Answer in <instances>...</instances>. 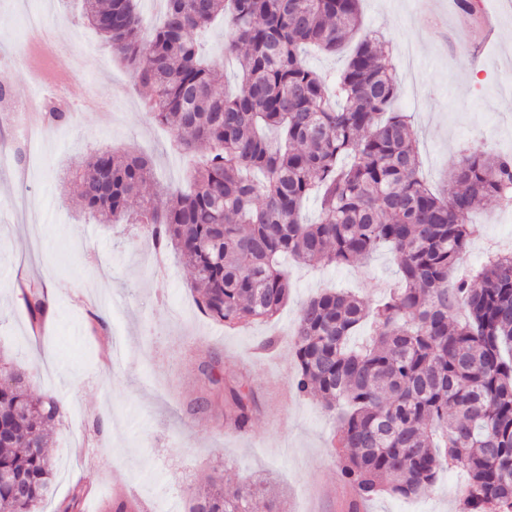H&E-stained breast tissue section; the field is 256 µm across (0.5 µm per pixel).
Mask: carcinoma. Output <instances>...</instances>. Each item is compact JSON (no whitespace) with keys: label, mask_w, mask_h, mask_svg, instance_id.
Listing matches in <instances>:
<instances>
[{"label":"carcinoma","mask_w":512,"mask_h":512,"mask_svg":"<svg viewBox=\"0 0 512 512\" xmlns=\"http://www.w3.org/2000/svg\"><path fill=\"white\" fill-rule=\"evenodd\" d=\"M361 0H166L142 45L138 0H84V15L148 89L144 108L193 153V188L159 209L140 195L147 159L100 151L74 171L87 208L110 223L146 225L194 272L198 309L236 328L275 318L288 301L282 260L361 267L388 248L401 273L375 306L326 289L301 308L293 336L296 395L338 410L339 476L364 500L420 497L450 467L466 481L458 512H512V251L491 253L476 275L448 283L480 227L482 201L512 203V155L473 150L454 169L451 196L421 178L416 139L391 111L398 91L389 53L361 31ZM224 17L226 50L241 80L201 56L198 33ZM356 40L335 77L311 69L310 46L337 53ZM319 220L302 221L309 198ZM33 322L49 310L29 287ZM246 427L252 392L224 385L216 355L200 366ZM57 397L29 399L19 380L0 388V512H36L52 477L49 428ZM261 483L215 477L188 512H258Z\"/></svg>","instance_id":"carcinoma-1"}]
</instances>
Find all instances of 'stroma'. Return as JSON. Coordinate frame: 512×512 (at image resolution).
<instances>
[{"label": "stroma", "instance_id": "obj_1", "mask_svg": "<svg viewBox=\"0 0 512 512\" xmlns=\"http://www.w3.org/2000/svg\"><path fill=\"white\" fill-rule=\"evenodd\" d=\"M496 8L495 39L485 26L448 8V0H362L364 27L389 50L399 84L396 111L415 133L423 178L450 194L463 151L512 153V0ZM41 14L63 45L49 65L0 71L12 95L67 79L68 124L46 131L25 165L12 158L21 140L0 125V362L23 374L33 397L52 392L62 406L49 448L53 477L38 512L67 504L74 487L80 512H110L125 488L135 512L186 505L210 477L228 486L265 480L278 512H348L338 477L334 411L312 399H279L271 383L288 381L289 346L302 304L336 286L373 304L398 277L386 253L373 255L369 277L352 267H292L293 288L272 321L236 329L197 309L193 275L175 252L158 255L138 224H106L84 207L75 162L109 148L152 163L147 191L157 207L186 189L188 161L169 149L168 130L150 120L146 91L110 56L81 17V0H0V56L25 49L26 17ZM484 227L462 259L478 270L490 249H512V207L485 203ZM51 286L53 317L34 333L17 280ZM278 344L258 351L267 338ZM218 353L226 380H247L251 417L238 429L223 402L195 410L207 386L201 363ZM465 477L442 474L429 494L370 500V512H457Z\"/></svg>", "mask_w": 512, "mask_h": 512}]
</instances>
